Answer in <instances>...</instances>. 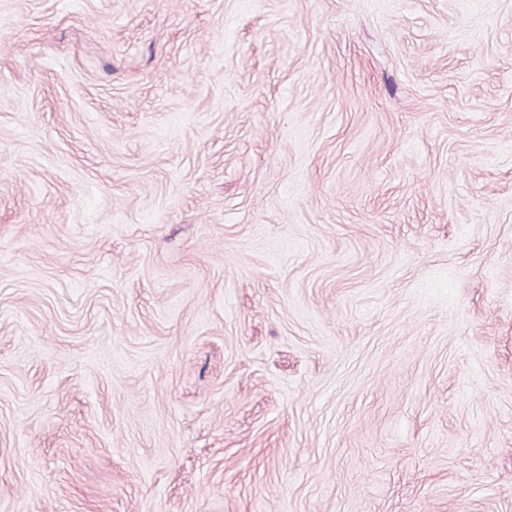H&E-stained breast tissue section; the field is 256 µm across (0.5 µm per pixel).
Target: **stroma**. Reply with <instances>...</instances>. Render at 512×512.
<instances>
[{
    "label": "stroma",
    "instance_id": "35a3bbf8",
    "mask_svg": "<svg viewBox=\"0 0 512 512\" xmlns=\"http://www.w3.org/2000/svg\"><path fill=\"white\" fill-rule=\"evenodd\" d=\"M0 512H512V0H0Z\"/></svg>",
    "mask_w": 512,
    "mask_h": 512
}]
</instances>
